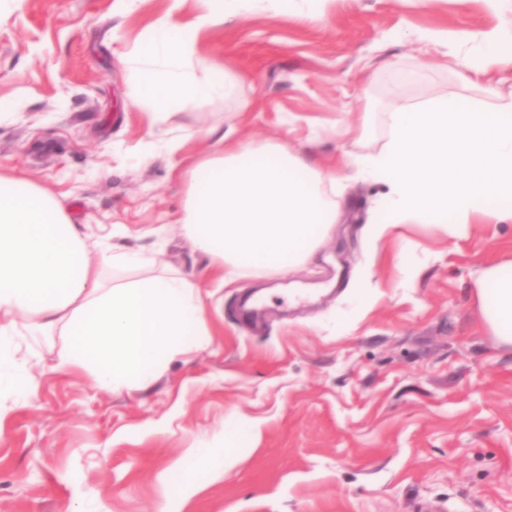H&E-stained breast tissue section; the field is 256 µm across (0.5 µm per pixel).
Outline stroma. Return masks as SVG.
Here are the masks:
<instances>
[{"label": "stroma", "instance_id": "obj_1", "mask_svg": "<svg viewBox=\"0 0 512 512\" xmlns=\"http://www.w3.org/2000/svg\"><path fill=\"white\" fill-rule=\"evenodd\" d=\"M198 8L0 0V172L50 190L92 237L200 279L211 329L116 392L52 371L65 336L16 337L40 384L26 406L0 402V512H161L163 473L223 447L235 417L257 424L253 447L182 512H512V347L481 328L476 296L482 270L512 260V223L371 239L386 188L355 164L384 148L398 105L512 92L511 68L466 67L475 34L512 28V0H317L311 16L227 19L199 51L242 78L240 96L175 109L172 153L129 101V57L155 19ZM228 129L341 177L340 219L305 265L221 284L177 225L182 171Z\"/></svg>", "mask_w": 512, "mask_h": 512}]
</instances>
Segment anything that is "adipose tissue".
Wrapping results in <instances>:
<instances>
[{
	"label": "adipose tissue",
	"mask_w": 512,
	"mask_h": 512,
	"mask_svg": "<svg viewBox=\"0 0 512 512\" xmlns=\"http://www.w3.org/2000/svg\"><path fill=\"white\" fill-rule=\"evenodd\" d=\"M188 22L156 20L132 55V105L163 123L170 109L217 96L236 97L241 78L209 66L198 51L201 34L243 6L287 11L288 0H201ZM481 51L468 67L477 75L512 68V42L496 33L476 36ZM183 178L179 222L193 245L231 278L246 271L284 272L311 259L338 219L335 173L308 163L282 142H241L222 136ZM146 269V276L105 281V268ZM483 325L512 346V261L484 270L477 291ZM62 334L67 349L57 369H81L99 389L116 391L152 381L168 360L204 347L210 327L199 280L170 270L159 258L116 252L90 240L56 198L23 177L0 174V397L22 407L38 380L20 368L14 336ZM257 425L240 418L224 427L215 457L180 456L163 476V512L181 506L209 478L252 447Z\"/></svg>",
	"instance_id": "1"
}]
</instances>
